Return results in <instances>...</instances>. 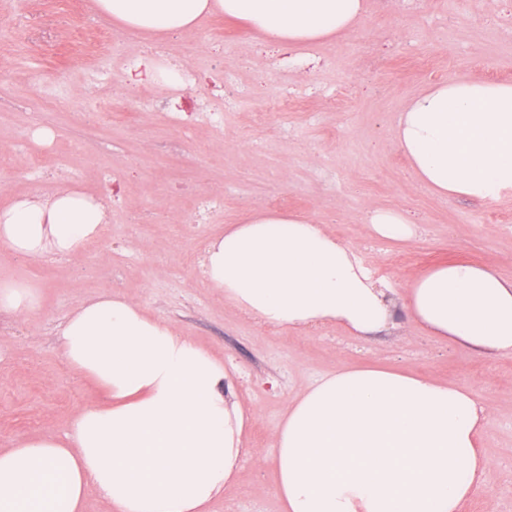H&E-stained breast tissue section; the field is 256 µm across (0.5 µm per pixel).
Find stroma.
Masks as SVG:
<instances>
[{
    "label": "stroma",
    "mask_w": 512,
    "mask_h": 512,
    "mask_svg": "<svg viewBox=\"0 0 512 512\" xmlns=\"http://www.w3.org/2000/svg\"><path fill=\"white\" fill-rule=\"evenodd\" d=\"M85 39L74 43L75 30ZM0 206L77 186L104 201L109 222L96 250L34 260L0 249V277L40 294L28 316L0 312V448L20 437L64 436L100 389L67 363L59 333L70 315L101 291L135 300L172 323L238 377L230 389L255 409L248 455L235 487L211 512H282L274 494L275 427L288 399L343 365L382 366L469 389L490 413L482 450L492 463L489 488L460 512H512V357L495 358L429 335L395 305L393 328L366 338L326 324L309 332L265 325L210 288L197 250L256 209L311 216L355 246L375 278L394 288L440 262L464 260L512 279V194L472 202L444 199L419 184L394 143L399 112L427 87L451 78L512 83V0H370L358 31L310 49L304 65L257 83L264 47L243 24L221 16L194 32L157 39L118 28L94 0H0ZM174 62L198 66L199 86L181 107L182 123L137 113L161 86H129L101 119L104 86L116 56L139 58L147 44ZM432 61L430 69L418 58ZM303 87V106L282 110L273 98ZM244 106L224 115L216 140L197 110L212 97ZM110 99V98H109ZM52 130L50 145L32 139ZM52 157L49 171L34 159ZM224 196L223 213L191 224L200 195ZM404 210L424 224L421 236L391 242L370 234L373 209ZM406 255L391 267L389 254Z\"/></svg>",
    "instance_id": "1"
}]
</instances>
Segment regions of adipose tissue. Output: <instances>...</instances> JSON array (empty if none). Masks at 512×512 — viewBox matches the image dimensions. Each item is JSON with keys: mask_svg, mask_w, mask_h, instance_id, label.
<instances>
[{"mask_svg": "<svg viewBox=\"0 0 512 512\" xmlns=\"http://www.w3.org/2000/svg\"><path fill=\"white\" fill-rule=\"evenodd\" d=\"M122 29L189 32L219 14L262 42L309 49L351 31L368 0H96ZM395 142L417 181L442 198L512 193V84L451 78L412 99ZM107 208L70 186L0 208V247L74 257L99 237ZM202 269L226 302L262 323L351 336L392 324V290L357 248L302 214L256 211L211 239ZM430 334L512 356V280L465 261L403 287ZM70 366L105 402L82 408L65 437L0 448V512H86L96 490L112 512H209L237 478L254 410L224 395L235 372L140 305L103 292L66 322ZM488 406L462 387L391 368H337L290 399L275 430L283 512H459L489 477L479 445Z\"/></svg>", "mask_w": 512, "mask_h": 512, "instance_id": "obj_1", "label": "adipose tissue"}]
</instances>
